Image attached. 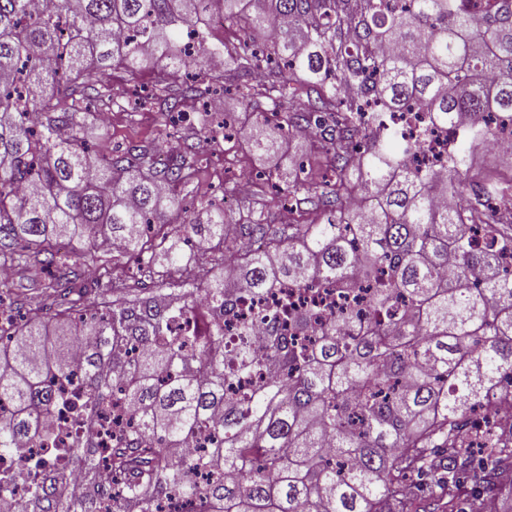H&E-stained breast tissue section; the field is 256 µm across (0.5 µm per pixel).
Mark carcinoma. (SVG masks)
<instances>
[{
	"instance_id": "1",
	"label": "carcinoma",
	"mask_w": 512,
	"mask_h": 512,
	"mask_svg": "<svg viewBox=\"0 0 512 512\" xmlns=\"http://www.w3.org/2000/svg\"><path fill=\"white\" fill-rule=\"evenodd\" d=\"M472 28L470 0H0V265L23 263L58 275L45 293L59 300L69 334L54 340L34 309L0 325V496L23 486L18 512H153L172 497L197 512H407L406 478L426 477L454 512L465 480L480 489V512L512 496V429L484 432L472 453L469 420L478 408L512 395V272L495 253L512 248V228L490 220L489 196L512 198L497 180L467 183L470 157L445 172L412 170L410 147L360 114L416 107L429 126L458 125L468 114L512 116V0ZM241 32L212 72L215 32L208 17ZM195 31L197 77L177 49ZM156 65L148 96L177 127L197 103L230 83L249 109L269 107L279 134L234 130L259 156L307 130L326 142L335 182L286 184L296 205L315 196L322 220L269 234L264 213L243 221L224 208H201L217 262L260 296L283 279L370 289L368 310L348 311L314 327L309 309L278 323L268 309L261 327L227 340L235 284L224 276L188 278L160 304L129 284L132 298L99 316L67 304L85 267L106 274L122 247L140 268L160 256L187 266L180 241L149 236L175 189L190 181L186 156L162 168L145 164L158 147L121 150L87 136L92 110H112L102 74L120 67L136 77ZM307 100L302 111L286 101ZM365 140V158L353 153ZM457 192L485 246L476 250L462 210L433 196ZM357 193L374 198L367 214L349 212ZM88 337L74 392L57 382L73 374V348ZM247 380L237 387L232 380ZM120 392L135 422L108 432L107 456L94 447ZM76 410L66 436L47 417ZM197 438L207 446L184 470L171 457ZM76 465L95 487L102 468L112 486L83 499L65 494Z\"/></svg>"
}]
</instances>
